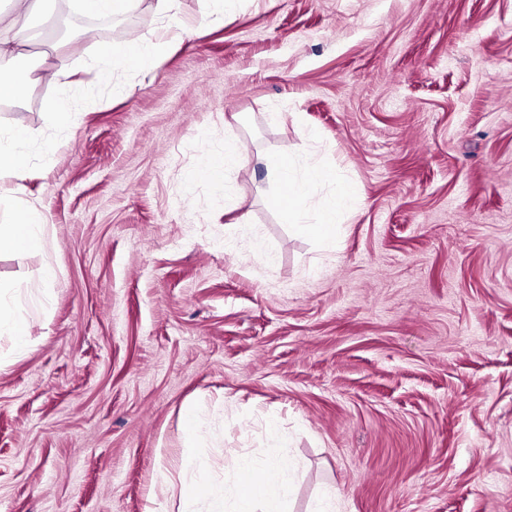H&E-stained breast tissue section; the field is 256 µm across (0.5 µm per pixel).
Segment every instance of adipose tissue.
I'll return each mask as SVG.
<instances>
[{"label":"adipose tissue","instance_id":"ef3b65f1","mask_svg":"<svg viewBox=\"0 0 512 512\" xmlns=\"http://www.w3.org/2000/svg\"><path fill=\"white\" fill-rule=\"evenodd\" d=\"M155 61V46L151 41L133 38L119 43L98 44L91 53L87 67L93 70L99 82H110L113 73L121 68L151 70ZM31 134L27 128L0 129V176L11 177L15 193H23V180L31 162L29 144ZM241 146L234 137L224 140V151L217 156H204L198 167L187 174L186 184L204 179L222 185L226 168L242 160ZM270 176L278 182L291 184L288 194H273L271 202L277 206L284 220L296 222L299 232L306 233L332 245L336 242V226L346 206L355 204L356 197L348 185L321 199L315 223H302L300 217L312 191L320 184L332 180V172L313 164L297 168L293 159L285 155H269L264 161ZM47 217L38 205L23 202L18 217L0 224V248L22 253L42 251L45 246L44 227ZM236 467L245 479L237 483L233 512H281V503L288 494V479L275 460H267L264 477L252 476L254 465L249 458L237 460Z\"/></svg>","mask_w":512,"mask_h":512}]
</instances>
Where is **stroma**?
Masks as SVG:
<instances>
[{"mask_svg":"<svg viewBox=\"0 0 512 512\" xmlns=\"http://www.w3.org/2000/svg\"><path fill=\"white\" fill-rule=\"evenodd\" d=\"M202 10L53 0L23 32L32 80L0 127L55 161L25 181L44 251H0L33 322L26 355L0 339V512H182L183 484L232 492L245 454L280 460L285 512H512V0ZM138 37L155 69L112 95L84 61ZM228 132L246 161L186 186ZM271 154L354 186L335 247L268 205ZM133 3V0H76L80 14L106 18L126 14Z\"/></svg>","mask_w":512,"mask_h":512,"instance_id":"1","label":"stroma"}]
</instances>
